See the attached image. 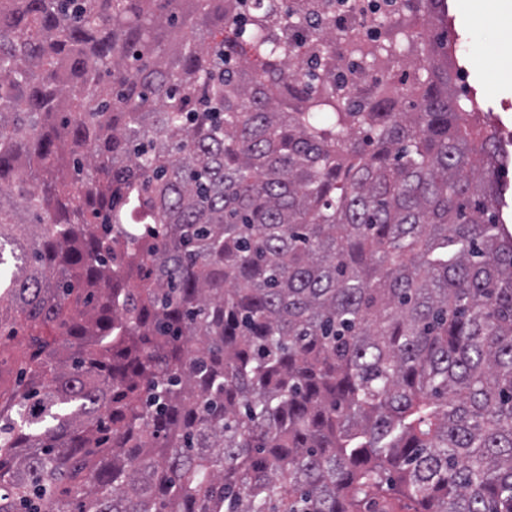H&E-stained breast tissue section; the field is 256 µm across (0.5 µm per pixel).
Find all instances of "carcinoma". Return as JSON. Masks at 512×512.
<instances>
[{
  "label": "carcinoma",
  "mask_w": 512,
  "mask_h": 512,
  "mask_svg": "<svg viewBox=\"0 0 512 512\" xmlns=\"http://www.w3.org/2000/svg\"><path fill=\"white\" fill-rule=\"evenodd\" d=\"M444 2L0 0V512H512ZM17 335L13 338H7L2 336L0 338V363L1 366L7 367L12 363L13 365V377L16 379L18 376V358L21 352L25 349L27 338L25 336L27 332L26 325L22 324L17 326ZM5 362V364H3Z\"/></svg>",
  "instance_id": "cac0c4a2"
}]
</instances>
